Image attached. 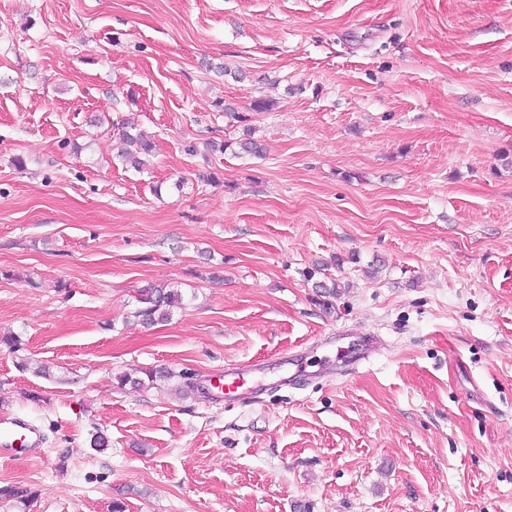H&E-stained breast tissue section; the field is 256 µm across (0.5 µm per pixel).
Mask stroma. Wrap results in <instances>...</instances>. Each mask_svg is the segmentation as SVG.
<instances>
[{"label":"stroma","instance_id":"stroma-1","mask_svg":"<svg viewBox=\"0 0 512 512\" xmlns=\"http://www.w3.org/2000/svg\"><path fill=\"white\" fill-rule=\"evenodd\" d=\"M2 412L0 512H512V0H0ZM136 128L133 126H122L119 130L117 158L122 161V164L133 168L135 171L141 172L145 166V161L140 158L141 154H149L152 150V145L137 133L131 131ZM137 145L138 151L133 152L129 147ZM140 292L138 301L143 306L136 309L134 317L140 324L147 327L167 321L171 309L177 305H183L182 292L170 286V283L143 288ZM242 371L237 367L224 369V375H214L209 380V385L202 387V394H210L213 390L224 393V396L240 397L253 395L254 391L244 390L241 382ZM215 380V382H214ZM45 436L39 428L20 417L0 421V458L24 459L42 454Z\"/></svg>","mask_w":512,"mask_h":512}]
</instances>
